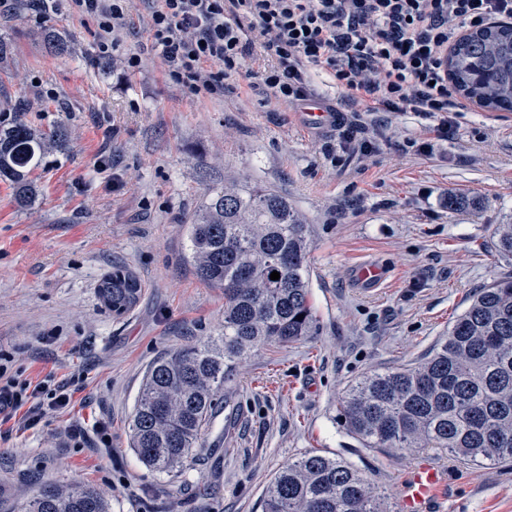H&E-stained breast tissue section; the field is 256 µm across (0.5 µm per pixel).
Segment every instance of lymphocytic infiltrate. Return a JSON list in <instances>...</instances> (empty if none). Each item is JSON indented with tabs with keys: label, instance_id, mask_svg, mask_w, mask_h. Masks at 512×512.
Instances as JSON below:
<instances>
[{
	"label": "lymphocytic infiltrate",
	"instance_id": "f902f5d3",
	"mask_svg": "<svg viewBox=\"0 0 512 512\" xmlns=\"http://www.w3.org/2000/svg\"><path fill=\"white\" fill-rule=\"evenodd\" d=\"M95 17L102 53L116 50L131 0H65ZM147 37L167 76L195 96L220 97L260 55L255 87L290 108L315 95L322 73L372 112H413L448 133L462 106L449 85L448 50L463 30L512 20V0H151ZM67 385L17 380L0 367V412L27 407L36 425L66 406Z\"/></svg>",
	"mask_w": 512,
	"mask_h": 512
}]
</instances>
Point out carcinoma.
Here are the masks:
<instances>
[{
    "mask_svg": "<svg viewBox=\"0 0 512 512\" xmlns=\"http://www.w3.org/2000/svg\"><path fill=\"white\" fill-rule=\"evenodd\" d=\"M465 97L512 111V24L459 39L448 60ZM50 139L22 120L0 126V178L19 205L37 197L31 178ZM197 277L224 291V335L180 348L152 364L131 418V448L156 473L193 456L236 366L259 345H287L314 333L306 266L309 225L279 193L251 185L212 188L189 225ZM512 256V224L493 234ZM280 273L277 280L272 272ZM141 282L120 264L98 288L116 317L137 306ZM347 431L365 448H438L474 464L512 461V277L481 289L433 354L411 368L367 375L341 405ZM20 512H109L101 493L45 485ZM264 512H387L367 477L316 452L284 464L267 485Z\"/></svg>",
    "mask_w": 512,
    "mask_h": 512,
    "instance_id": "1",
    "label": "carcinoma"
}]
</instances>
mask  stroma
<instances>
[{
	"instance_id": "obj_1",
	"label": "stroma",
	"mask_w": 512,
	"mask_h": 512,
	"mask_svg": "<svg viewBox=\"0 0 512 512\" xmlns=\"http://www.w3.org/2000/svg\"><path fill=\"white\" fill-rule=\"evenodd\" d=\"M148 22L136 0L119 48L104 56L95 21L64 0L40 23L31 0L0 5V126L20 118L40 133L65 131L33 174L31 206L0 180V363L73 389L33 428L0 422V512H17L46 484L100 489L112 512H263L271 477L308 452L351 463L389 512L424 458L449 475L441 512H512V462L364 448L340 412L356 381L428 357L480 288L512 276V259L492 245L495 226L512 223V112L464 99L444 138L414 113L385 114L376 151L363 155L338 132L304 134L246 78L220 98L189 94L168 80ZM49 31L64 53L49 48ZM242 179L306 217L317 329L253 349L193 460L156 474L133 453L129 420L155 359L224 331V293L196 277L187 226L209 188ZM452 195L482 204L452 208ZM366 263L383 267L380 283L356 279ZM116 264L144 288L119 319L97 296ZM102 422L108 450L96 445ZM74 426L84 444L70 440Z\"/></svg>"
}]
</instances>
